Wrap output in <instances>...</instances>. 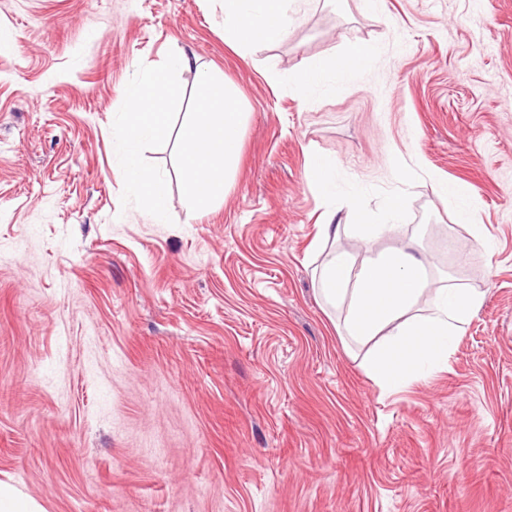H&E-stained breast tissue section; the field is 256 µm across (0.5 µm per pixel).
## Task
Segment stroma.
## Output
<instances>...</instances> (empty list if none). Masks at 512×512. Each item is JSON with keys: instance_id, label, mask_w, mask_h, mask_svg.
<instances>
[{"instance_id": "1", "label": "stroma", "mask_w": 512, "mask_h": 512, "mask_svg": "<svg viewBox=\"0 0 512 512\" xmlns=\"http://www.w3.org/2000/svg\"><path fill=\"white\" fill-rule=\"evenodd\" d=\"M355 45L368 70L322 103L284 83ZM178 53L170 134L142 152L155 224L112 168V115ZM200 67L247 117L223 201L191 210ZM314 154L370 190L337 220L383 223L398 195L400 228L320 241ZM407 243L416 312L451 285L484 302L445 369L391 393L314 274ZM0 480L45 512H512V0H301L243 54L224 0H0ZM436 192L441 197L444 205L452 211L462 223H469L471 217V206L466 191L448 186V184H436Z\"/></svg>"}]
</instances>
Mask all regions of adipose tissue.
<instances>
[{"label":"adipose tissue","mask_w":512,"mask_h":512,"mask_svg":"<svg viewBox=\"0 0 512 512\" xmlns=\"http://www.w3.org/2000/svg\"><path fill=\"white\" fill-rule=\"evenodd\" d=\"M292 0H224V40L240 50L255 42L281 39L293 21ZM368 50L353 47L340 60L303 64L288 76L306 104L320 103L336 87L353 82L365 71ZM191 64L181 55L161 69L138 71L123 96L125 111L112 115V166L123 172L132 195L150 220L168 221L160 173L145 169L141 152L146 144L169 135L166 103L179 74ZM201 100L194 118L180 133L182 178L187 202L199 209L223 199L239 157L245 114L236 91L220 84L210 72L198 78ZM425 265L406 248L383 250L362 267L337 254L318 274V291L327 304H346L345 329L366 340L384 336L370 370L381 388L399 390L412 378L427 377L448 363L456 340L483 303L480 293L464 288L436 292L426 313L413 308L425 287Z\"/></svg>","instance_id":"1"}]
</instances>
